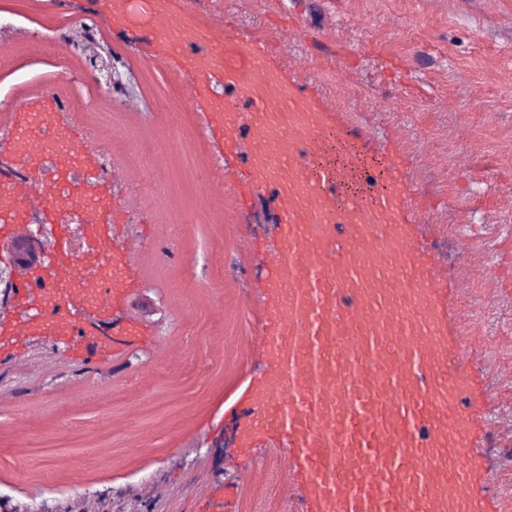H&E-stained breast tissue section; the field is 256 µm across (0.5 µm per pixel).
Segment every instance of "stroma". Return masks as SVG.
<instances>
[{
    "instance_id": "obj_1",
    "label": "stroma",
    "mask_w": 512,
    "mask_h": 512,
    "mask_svg": "<svg viewBox=\"0 0 512 512\" xmlns=\"http://www.w3.org/2000/svg\"><path fill=\"white\" fill-rule=\"evenodd\" d=\"M234 35L298 25L268 64L304 84L364 154L393 153L426 212L414 241L437 250L448 289L472 309L466 404L475 415L471 492L479 512H512V0H193ZM123 91L99 80L85 29ZM55 44L33 55L29 35ZM143 0H0V136L43 97L92 131L112 159L109 189L130 198L122 231H145L128 258L129 303L88 311L83 335L28 333L0 346V512H308L285 486L291 448L242 446L240 402L265 364L247 344L263 318L278 244L272 193L241 200L223 165L247 170V144L224 151L190 97L189 74L158 59ZM210 178L198 182L195 171ZM141 333L124 335L129 323ZM263 467L268 477L253 476Z\"/></svg>"
}]
</instances>
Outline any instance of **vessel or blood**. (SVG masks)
Returning <instances> with one entry per match:
<instances>
[{"label": "vessel or blood", "instance_id": "obj_1", "mask_svg": "<svg viewBox=\"0 0 512 512\" xmlns=\"http://www.w3.org/2000/svg\"><path fill=\"white\" fill-rule=\"evenodd\" d=\"M147 3L165 62L190 75L191 97L206 105L225 149L248 141L251 189L273 191L279 205L268 304L247 339L268 365L244 395L251 434L294 448L297 462L284 477L305 479L311 512H477L468 458L474 419L463 403L467 311L449 293L439 255L414 244L420 207L407 168L392 154L372 166L354 148L324 162L331 114L268 67L267 34L240 38L172 0ZM220 84L234 100L216 93ZM58 110L43 101L19 112L10 149L31 171L48 151L64 176L81 172L76 198L94 258L72 257L53 206L59 184L39 179L54 254L43 289H27L32 268L12 278L19 301L38 302V327L66 338L80 335L86 310L106 314L127 297L124 261L145 240L114 241L110 217L121 203L92 171L85 130L56 123ZM26 198L0 184V222L14 240L28 233Z\"/></svg>", "mask_w": 512, "mask_h": 512}]
</instances>
